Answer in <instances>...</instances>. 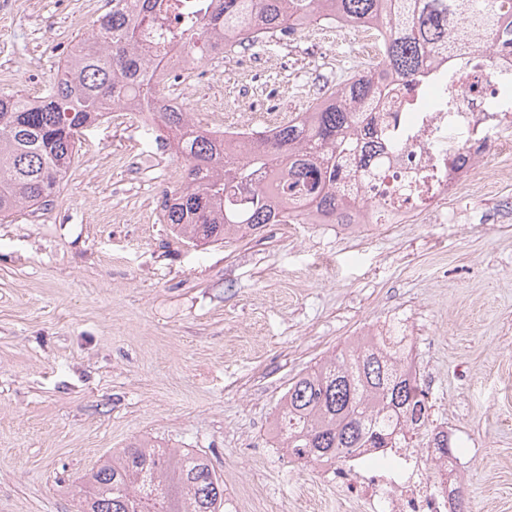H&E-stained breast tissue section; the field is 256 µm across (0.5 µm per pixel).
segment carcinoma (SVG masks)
<instances>
[{
	"label": "carcinoma",
	"instance_id": "cac0c4a2",
	"mask_svg": "<svg viewBox=\"0 0 512 512\" xmlns=\"http://www.w3.org/2000/svg\"><path fill=\"white\" fill-rule=\"evenodd\" d=\"M92 32L64 59L70 77L38 97L0 93V221L54 202L79 138L75 130L137 99L159 105L166 95L167 59L140 45L139 27L162 25L167 0H110ZM191 5L174 50L197 65L208 53L232 52L258 33L272 36L302 21L335 15L350 26L372 25L383 55L370 71H356L324 103L288 118L274 135L255 133L254 144L232 151L224 137L201 129L183 107L156 113L168 141L186 162L184 183L165 194L166 223L186 243H228L268 224H309L308 212L253 183L257 169L277 170L290 191L319 189L314 208L328 222L351 228L336 194L340 158L353 156L367 135L359 113L385 93L375 72L410 86L463 28L492 52L512 49V0H211L192 19ZM393 337L361 336L348 349L293 378L278 403L280 448L300 464L334 460L359 448H391L412 426L429 420L426 394L408 359L385 344ZM81 512H224V479L204 456L151 441L134 442L106 456L87 474Z\"/></svg>",
	"mask_w": 512,
	"mask_h": 512
}]
</instances>
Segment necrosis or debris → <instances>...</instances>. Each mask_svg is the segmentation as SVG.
Listing matches in <instances>:
<instances>
[{"label":"necrosis or debris","mask_w":512,"mask_h":512,"mask_svg":"<svg viewBox=\"0 0 512 512\" xmlns=\"http://www.w3.org/2000/svg\"><path fill=\"white\" fill-rule=\"evenodd\" d=\"M433 71L448 79L445 101L429 104L417 97L412 110L399 111L382 99L363 118L378 130L368 163L377 175L340 183L360 233L429 222L449 198L485 180L480 156L497 157L498 180L512 181V143L499 137L512 126V93H504L499 79L512 74V54H490L472 40L462 57L440 55ZM207 77L205 67H189L178 54L164 74L174 89L192 86L201 92L199 108L211 114L226 139L250 143L251 124L225 123L223 106L204 97ZM316 469L324 485L335 489L341 512H450L460 461L406 445L361 448Z\"/></svg>","instance_id":"4bbe7bcc"}]
</instances>
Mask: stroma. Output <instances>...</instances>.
Returning <instances> with one entry per match:
<instances>
[{
    "label": "stroma",
    "mask_w": 512,
    "mask_h": 512,
    "mask_svg": "<svg viewBox=\"0 0 512 512\" xmlns=\"http://www.w3.org/2000/svg\"><path fill=\"white\" fill-rule=\"evenodd\" d=\"M108 0H5L0 91L37 97ZM357 46L346 28L267 36L249 56L206 57L224 119L260 121L245 91L262 71L280 112L305 111L320 72L340 84ZM185 161L135 113L84 129L52 206L0 222V512H79L83 476L143 439L198 452L223 477L278 498L317 473L273 449L290 380L396 311L430 377V425L466 468L469 512H512V183L449 204L452 221L364 239L270 224L231 243H181L162 193Z\"/></svg>",
    "instance_id": "stroma-1"
}]
</instances>
